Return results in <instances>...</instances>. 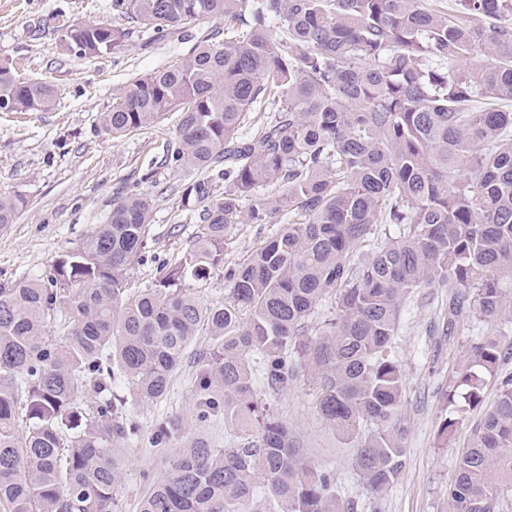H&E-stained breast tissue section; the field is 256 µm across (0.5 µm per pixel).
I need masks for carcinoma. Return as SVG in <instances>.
Instances as JSON below:
<instances>
[{"mask_svg":"<svg viewBox=\"0 0 512 512\" xmlns=\"http://www.w3.org/2000/svg\"><path fill=\"white\" fill-rule=\"evenodd\" d=\"M113 2L157 38L224 18L223 39L133 80L101 117L116 137L178 113L173 157L201 172L180 203L199 223L133 292L154 202L131 193L45 275L0 283V509L121 512L139 407L166 400L187 362L195 419H224L233 439L142 472L137 512H350L259 400L300 373L322 418L358 440L352 465L378 504L405 465L394 352L405 300L446 288L443 329L475 316L493 326L442 393L438 444L471 426L446 512H512V0H454L449 13L424 0ZM125 40L102 22L60 28L61 46L85 57ZM56 99L0 65L12 111ZM257 112L268 113L258 127ZM26 205L0 194V226ZM235 224L282 228L226 265ZM218 270L223 302L186 287ZM199 336L210 352L194 349ZM490 385L495 405L476 420ZM178 432L161 417L150 448Z\"/></svg>","mask_w":512,"mask_h":512,"instance_id":"cac0c4a2","label":"carcinoma"}]
</instances>
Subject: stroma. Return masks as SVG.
<instances>
[{
    "label": "stroma",
    "mask_w": 512,
    "mask_h": 512,
    "mask_svg": "<svg viewBox=\"0 0 512 512\" xmlns=\"http://www.w3.org/2000/svg\"><path fill=\"white\" fill-rule=\"evenodd\" d=\"M86 21L126 30L124 49L95 58L61 51L60 26ZM223 28V19L209 17L152 41L145 29L113 11L112 0H0V61L10 62L23 79L58 90L47 111H0V194L28 200L13 224L0 227V282L46 274L55 260L106 222L117 199L131 192L155 201L151 250L137 270L135 287H150L162 264L188 248L198 217L182 210L180 191L198 172L168 154L178 144L175 113L118 138L103 131L100 116L130 81L181 63L197 41ZM276 230L273 224L233 225L225 261H243ZM447 301V290L433 288L405 302L395 350L406 375L401 412L410 434L405 467L379 510H371V498L352 468V441L320 416L316 390L306 376L295 377L283 391L262 395L295 432L305 462L334 474L338 493L353 504V512H445L448 483L470 430H458L445 448L438 447L435 431L442 392L463 351L475 341L468 323L454 335H432L436 309ZM193 403L194 370L186 366L174 377L164 403L141 407L145 433H152L162 415L175 417L180 432L165 456L127 450L123 512H136L140 472L163 473L166 457L194 441L227 442L223 422L194 420Z\"/></svg>",
    "instance_id": "1"
}]
</instances>
